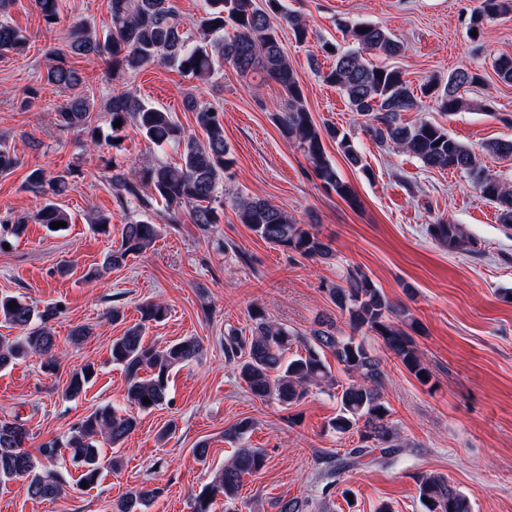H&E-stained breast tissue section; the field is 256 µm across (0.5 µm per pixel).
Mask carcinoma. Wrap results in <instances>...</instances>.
<instances>
[{
  "instance_id": "cac0c4a2",
  "label": "carcinoma",
  "mask_w": 512,
  "mask_h": 512,
  "mask_svg": "<svg viewBox=\"0 0 512 512\" xmlns=\"http://www.w3.org/2000/svg\"><path fill=\"white\" fill-rule=\"evenodd\" d=\"M13 2L0 0V51L5 53H20L27 43L23 31L2 18ZM32 2L45 26H54L59 18L60 0ZM511 11L512 0H480L477 14L471 17L470 30L480 35L486 23ZM284 24L296 41L303 42L308 37L307 24L288 12L284 0H203L202 16L194 23L193 32L187 28L174 0H110L105 29L93 30L83 22L73 26L68 53L55 54L45 75L46 84L69 93L65 102L57 106L58 126L87 133L85 145L97 147L103 141L112 142L122 128L132 124L150 143L173 145L180 151V163L175 166L156 164L133 174L124 171L125 164L110 161L116 202L122 207L134 205L145 218L123 226L119 246L111 249L101 267L88 273L90 279L102 278L121 266L127 257L145 252L155 242L159 227L147 215L159 201L174 215L187 210L191 223L203 230L219 223L224 206V172L233 159L224 140L220 110L194 100L189 101V106L202 131L200 137L185 133L171 113L140 99L133 90L114 89L104 107L109 129V133H104L93 115L89 97L78 92L84 79L71 66L70 56L101 58L109 63L114 75L165 65L187 77L208 80L215 75L217 65L229 61L243 76L264 75L275 80L286 95L284 111L275 115L281 135L303 153L326 189L351 206H358L351 186L339 176L327 156L323 140L328 137L335 141L347 161L362 169L360 152L347 134L334 128L320 130L306 110L300 83L281 44L279 27ZM228 25L234 28V33L227 39L224 27ZM350 35L365 51L390 56L402 51L400 43L377 25L356 23L351 26ZM494 71L502 82L511 84L512 56L497 58ZM320 76L340 90L352 110L364 117L365 130L378 147L393 143L429 169H452L473 176L476 189L495 204L500 223L512 225V185L484 174L474 150L451 137L444 128L427 121L403 122L401 113L417 107V100L401 71L373 66L356 51L338 50L333 65ZM479 81L480 76L469 68H458L446 84L431 81L421 89V94L435 98L441 111L457 112L464 107L459 90ZM117 120L121 121L119 127L114 126ZM18 165L17 155L0 138V175L12 173ZM70 176L69 169L48 174L37 168L28 173L24 189L44 200L34 222L47 227L58 221L70 222L68 213L54 201L71 189ZM233 207L240 222L270 245L324 262L336 257L332 241L324 240L314 225L297 222L263 199L238 197ZM427 233L450 251L464 250L469 244L460 226L449 221L428 225ZM345 282L344 286L328 289V295L347 317L352 330L349 336L329 318L317 319L315 327L301 335L270 319L262 308L254 307L249 312L251 336L231 332L224 337V359L234 364L249 393L285 409L298 405L314 388L335 385L327 356L341 366L348 381L339 384L338 411L329 427L339 434H358L359 445L336 458L327 473L330 478L362 465L366 457L374 464H389L402 450L397 444L390 410L383 401L381 361L364 341L356 340L355 333L363 329L373 332L420 383L427 384V377L431 376L411 336L421 332L422 326L408 307L392 303L360 270L348 272ZM139 313L140 322L113 339L110 348L112 364L121 367L126 376L125 399L129 409L99 407L72 427L65 438L43 443L35 454L26 449L29 429L24 422L17 418L0 420V481L22 477L27 481L30 498L54 500L65 493L66 482L60 474L46 469V464L67 451L81 468L79 480L86 481L88 487L99 481L103 470L119 469L118 457H103L100 439L113 446L124 442L136 429L139 414L164 402L172 370L198 359L203 352L201 342L194 337L176 341L162 350L147 344L146 325L163 321L167 308L148 301L139 305ZM57 316L55 306L46 305L39 310L17 296L1 295L0 322L19 328L21 334L12 339L0 337V370L38 355L45 359L43 371H54L57 336L51 322ZM295 344L301 350H292ZM96 374L95 364L89 362L73 369L66 395H81ZM146 397L151 403H143ZM252 429V420L243 418L224 430V438L241 442ZM267 461L266 453L259 448L236 449L212 481L193 496L192 512H211L212 500L218 495L226 503L234 502L243 480L260 473ZM411 477L426 512H471L468 496L452 486L446 476L414 472ZM158 492L157 488L132 489L112 506V512H137L142 502ZM274 507L276 512H305L306 503L298 497L280 498Z\"/></svg>"
}]
</instances>
